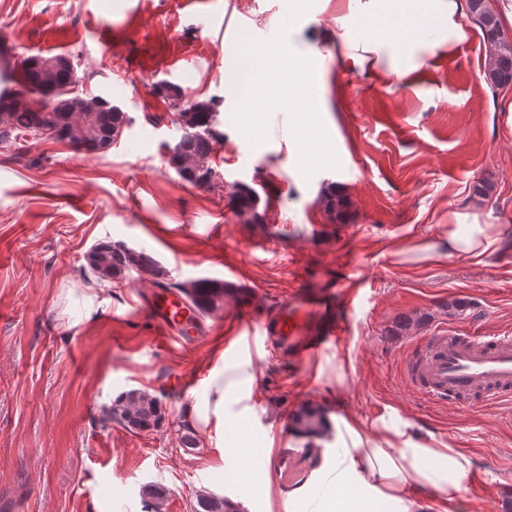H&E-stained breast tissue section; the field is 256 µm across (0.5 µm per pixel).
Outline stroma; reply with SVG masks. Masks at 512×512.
I'll return each mask as SVG.
<instances>
[{
	"label": "stroma",
	"mask_w": 512,
	"mask_h": 512,
	"mask_svg": "<svg viewBox=\"0 0 512 512\" xmlns=\"http://www.w3.org/2000/svg\"><path fill=\"white\" fill-rule=\"evenodd\" d=\"M287 15L286 0H0V56L14 65L69 56L88 94L131 118L93 155L46 137L0 143V512H192L207 492L241 512H290L263 461L250 479L228 482L234 458L201 434L196 448L182 444L193 395L221 354L255 364L254 413L231 420L253 443L272 430L294 444L308 410L368 423L395 411L481 473L459 493L460 512L512 503V410L461 413L419 399L398 376L411 341L441 327L512 331V241L484 264L424 250L452 210L489 209L512 230L503 112L512 88L476 80L479 35L407 80L346 74L329 90L340 167L307 180L288 165V111L270 117L281 133L252 145L232 121L240 94L224 83L231 47L272 37ZM295 27L335 75V4L315 0ZM162 80L221 101L212 186L185 182L168 163L182 130L154 93ZM481 182L488 196L476 195ZM237 185L255 191L262 223L232 212ZM331 185L344 202L333 211L323 196ZM101 241L145 251L170 282L220 280L236 267L258 298L247 313L226 304L206 317V336L182 340L141 305L151 279L123 280L95 321L68 328L93 286L84 256ZM355 279L363 286L341 314L340 346L297 365L251 344L256 320L289 293H339ZM131 390L157 399L161 429L104 422ZM150 484L165 489L162 500L143 497Z\"/></svg>",
	"instance_id": "obj_1"
}]
</instances>
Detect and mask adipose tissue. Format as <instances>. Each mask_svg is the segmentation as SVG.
<instances>
[{"label": "adipose tissue", "mask_w": 512, "mask_h": 512, "mask_svg": "<svg viewBox=\"0 0 512 512\" xmlns=\"http://www.w3.org/2000/svg\"><path fill=\"white\" fill-rule=\"evenodd\" d=\"M336 11L338 22L354 30L353 37L336 41L342 74L373 76L383 68L402 79L420 67L419 61L403 59L402 47L451 49L477 31L468 0H336ZM503 238L492 212L452 211L444 237L429 249L482 264L499 252ZM254 381L250 356L218 358L190 405L194 422L216 444L233 448L237 465L224 474L230 481L244 476L260 451L274 445L269 435L262 447L245 444L227 427L228 415L252 412ZM312 445L336 451L335 459L321 462L322 468L332 470L335 485L322 512H416L412 491L430 489L441 493L434 512H451L470 472L466 454L435 436L418 435L414 423L397 415L380 417L370 427L336 418Z\"/></svg>", "instance_id": "adipose-tissue-1"}]
</instances>
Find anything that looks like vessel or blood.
<instances>
[{
	"label": "vessel or blood",
	"instance_id": "obj_1",
	"mask_svg": "<svg viewBox=\"0 0 512 512\" xmlns=\"http://www.w3.org/2000/svg\"><path fill=\"white\" fill-rule=\"evenodd\" d=\"M154 318L169 334L181 338L203 335L199 317L190 316L175 292L153 288L145 295ZM327 308L290 296L256 323L265 343L274 351L301 362L340 344L345 325L319 329ZM402 383L418 397L463 412L495 409L512 403V334L493 336L445 330L420 337L400 363ZM269 467L283 481L284 491L298 490V474L309 473L311 459L303 454H281Z\"/></svg>",
	"mask_w": 512,
	"mask_h": 512
}]
</instances>
